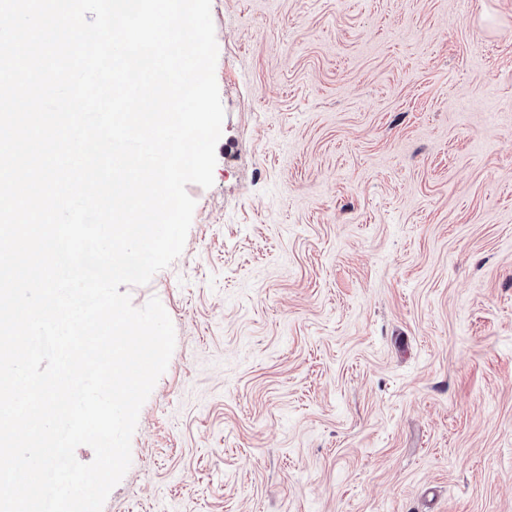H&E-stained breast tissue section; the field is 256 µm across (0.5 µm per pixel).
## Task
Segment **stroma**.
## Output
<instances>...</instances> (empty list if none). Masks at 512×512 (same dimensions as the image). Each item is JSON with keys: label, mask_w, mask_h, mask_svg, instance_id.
Masks as SVG:
<instances>
[{"label": "stroma", "mask_w": 512, "mask_h": 512, "mask_svg": "<svg viewBox=\"0 0 512 512\" xmlns=\"http://www.w3.org/2000/svg\"><path fill=\"white\" fill-rule=\"evenodd\" d=\"M214 184L102 512H512V0H211Z\"/></svg>", "instance_id": "stroma-1"}]
</instances>
